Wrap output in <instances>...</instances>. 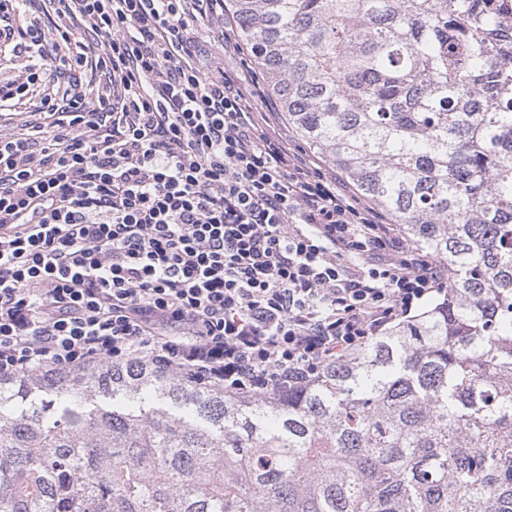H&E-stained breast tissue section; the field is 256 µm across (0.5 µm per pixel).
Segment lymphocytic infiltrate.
<instances>
[{"label": "lymphocytic infiltrate", "mask_w": 512, "mask_h": 512, "mask_svg": "<svg viewBox=\"0 0 512 512\" xmlns=\"http://www.w3.org/2000/svg\"><path fill=\"white\" fill-rule=\"evenodd\" d=\"M0 0V376L142 360L201 390L301 388L445 269L215 76L224 0ZM217 32L199 39L198 27Z\"/></svg>", "instance_id": "f902f5d3"}]
</instances>
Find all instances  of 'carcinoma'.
<instances>
[{
	"mask_svg": "<svg viewBox=\"0 0 512 512\" xmlns=\"http://www.w3.org/2000/svg\"><path fill=\"white\" fill-rule=\"evenodd\" d=\"M227 9L288 124L447 293L284 396L138 361L0 377V512H512V15Z\"/></svg>",
	"mask_w": 512,
	"mask_h": 512,
	"instance_id": "cac0c4a2",
	"label": "carcinoma"
}]
</instances>
